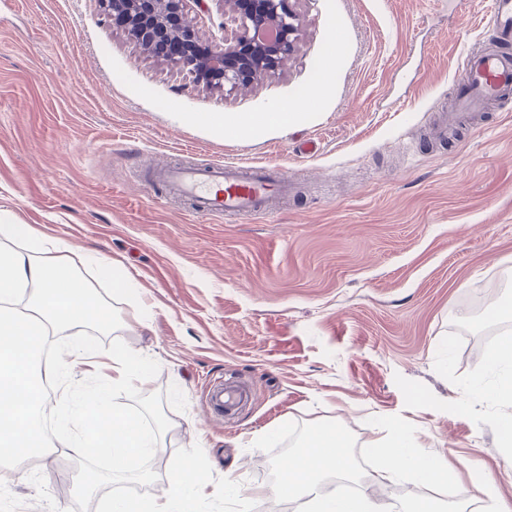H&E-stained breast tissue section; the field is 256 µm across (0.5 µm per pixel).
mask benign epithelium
<instances>
[{
  "mask_svg": "<svg viewBox=\"0 0 512 512\" xmlns=\"http://www.w3.org/2000/svg\"><path fill=\"white\" fill-rule=\"evenodd\" d=\"M109 21L121 22L138 45L209 86L244 85L292 54L299 17L290 0H224L237 23L231 43L207 41L187 18V0H99Z\"/></svg>",
  "mask_w": 512,
  "mask_h": 512,
  "instance_id": "obj_1",
  "label": "benign epithelium"
}]
</instances>
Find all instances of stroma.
<instances>
[{
    "instance_id": "1",
    "label": "stroma",
    "mask_w": 512,
    "mask_h": 512,
    "mask_svg": "<svg viewBox=\"0 0 512 512\" xmlns=\"http://www.w3.org/2000/svg\"><path fill=\"white\" fill-rule=\"evenodd\" d=\"M487 2L293 0L291 57L215 90L139 49L98 0H0V223L93 254L78 273L112 329H64L53 348L133 359L138 377L110 400L163 426L160 451L116 479L49 415L55 453L6 468L0 512H108L163 494L181 460L203 475V512H300L224 487L273 486L307 430L336 423L359 475L380 469L372 443L397 424L451 482L512 503V407L476 394L498 381L488 350L512 338V318L490 315L512 293V93L453 138L429 134L468 51L498 41ZM186 11L202 37L236 32L221 0ZM279 105L304 120L232 134L217 120ZM174 162L272 165L298 190L203 217L146 189L148 165ZM227 373L252 396L223 421L208 388Z\"/></svg>"
}]
</instances>
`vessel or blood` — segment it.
Returning <instances> with one entry per match:
<instances>
[{
    "instance_id": "obj_1",
    "label": "vessel or blood",
    "mask_w": 512,
    "mask_h": 512,
    "mask_svg": "<svg viewBox=\"0 0 512 512\" xmlns=\"http://www.w3.org/2000/svg\"><path fill=\"white\" fill-rule=\"evenodd\" d=\"M489 15L502 31H512V0H489ZM454 87L457 110L447 124L438 128L442 138L463 125L471 111L500 101L512 91V56L492 45L472 49ZM147 176L149 183L195 199L200 210L210 216L266 210L273 198L288 194L291 186L286 173L235 163L160 166L148 170ZM248 400V387L237 381L219 379L209 390V404L218 418L223 417L225 409L243 407Z\"/></svg>"
}]
</instances>
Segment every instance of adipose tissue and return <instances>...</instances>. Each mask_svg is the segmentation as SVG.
I'll use <instances>...</instances> for the list:
<instances>
[{"label":"adipose tissue","mask_w":512,"mask_h":512,"mask_svg":"<svg viewBox=\"0 0 512 512\" xmlns=\"http://www.w3.org/2000/svg\"><path fill=\"white\" fill-rule=\"evenodd\" d=\"M300 112H252L228 114V132L255 127L285 129L301 123ZM15 242L26 251L12 250ZM75 260L69 249L50 243L29 224H0V462L9 463L37 454L51 453L43 425V383L57 381L56 403L63 422H74L69 444L86 453L103 448L112 463L113 476H123L129 460L157 447L154 427L141 424L107 402L110 387L126 384L136 369L123 357H113L111 373H104L96 349L74 346L67 358L41 357L49 332L64 326H112V316L93 286L74 275ZM37 296L25 307L15 299L26 288ZM90 376L95 387L71 391L68 380ZM350 442L342 425L312 428L298 451L289 455L273 487L275 495L305 500L307 512H387V507L367 491L354 496L326 497L321 483L329 477H346L353 461ZM375 449L383 462V478L444 485L448 469L431 457L405 429L393 427L377 440ZM201 475L179 466L169 476V491L150 500L145 512H197L194 488Z\"/></svg>","instance_id":"adipose-tissue-1"}]
</instances>
